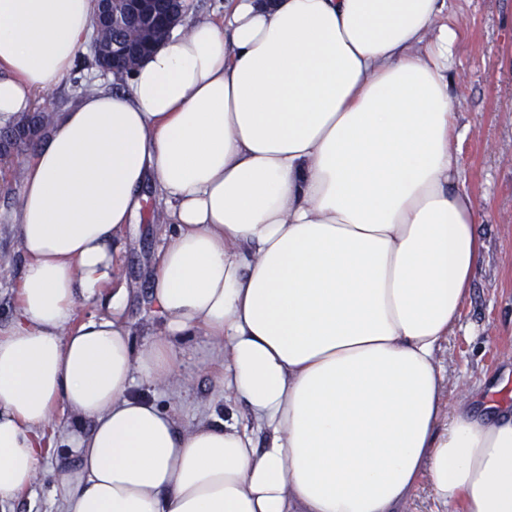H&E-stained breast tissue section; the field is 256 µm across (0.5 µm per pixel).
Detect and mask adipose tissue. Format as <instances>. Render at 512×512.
Listing matches in <instances>:
<instances>
[{"mask_svg": "<svg viewBox=\"0 0 512 512\" xmlns=\"http://www.w3.org/2000/svg\"><path fill=\"white\" fill-rule=\"evenodd\" d=\"M447 15L229 0L51 118L0 330V505L34 482L60 407L79 457L60 512H395L423 480L456 512H512V411L444 409L436 359L487 217L453 146ZM93 21V0H0V124L70 74ZM147 184L160 330L139 344L115 265ZM84 302L102 313L75 322ZM199 336L246 409L185 429L141 390Z\"/></svg>", "mask_w": 512, "mask_h": 512, "instance_id": "ef3b65f1", "label": "adipose tissue"}]
</instances>
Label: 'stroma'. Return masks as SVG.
Listing matches in <instances>:
<instances>
[{"label":"stroma","instance_id":"stroma-1","mask_svg":"<svg viewBox=\"0 0 512 512\" xmlns=\"http://www.w3.org/2000/svg\"><path fill=\"white\" fill-rule=\"evenodd\" d=\"M448 21L459 26L452 105L465 127L458 149L466 185L486 202L489 218L479 225L486 250L472 295L459 328L443 342L437 361L447 383L443 401L450 406L473 405L492 397L512 404V0H451ZM112 84V75L93 61L82 45L71 76L53 90L39 93L50 112L63 111L87 90ZM26 159L0 163V328L13 317V287L24 258L14 229V211ZM139 224L126 233L120 267L129 288L127 317L137 340L154 334L158 325L149 313L150 278L161 228L162 204L152 187H145ZM215 353L196 341L181 366L186 389L173 399L166 384L148 389L147 398L171 408L183 427H191L200 412L224 411V392L213 376ZM39 431L52 442L45 449L42 472L14 505V512H57V477L74 467L77 456L68 448L67 414L56 411Z\"/></svg>","mask_w":512,"mask_h":512}]
</instances>
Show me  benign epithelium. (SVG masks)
<instances>
[{
    "label": "benign epithelium",
    "mask_w": 512,
    "mask_h": 512,
    "mask_svg": "<svg viewBox=\"0 0 512 512\" xmlns=\"http://www.w3.org/2000/svg\"><path fill=\"white\" fill-rule=\"evenodd\" d=\"M99 18L95 23L91 49L95 62L103 66L107 59L120 63L112 71H130L140 61L138 49L147 41L164 39L171 26L185 14V0H168L167 17L159 23L151 0H98Z\"/></svg>",
    "instance_id": "benign-epithelium-1"
}]
</instances>
